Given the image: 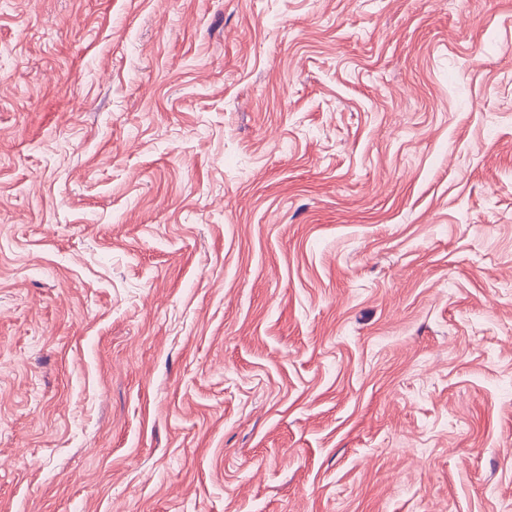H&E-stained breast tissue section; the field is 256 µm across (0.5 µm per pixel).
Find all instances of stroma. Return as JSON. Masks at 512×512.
Returning <instances> with one entry per match:
<instances>
[{"label":"stroma","instance_id":"obj_1","mask_svg":"<svg viewBox=\"0 0 512 512\" xmlns=\"http://www.w3.org/2000/svg\"><path fill=\"white\" fill-rule=\"evenodd\" d=\"M0 512H512V0H0Z\"/></svg>","mask_w":512,"mask_h":512}]
</instances>
